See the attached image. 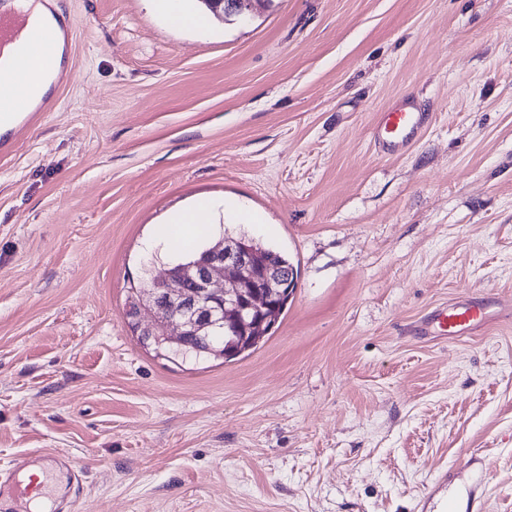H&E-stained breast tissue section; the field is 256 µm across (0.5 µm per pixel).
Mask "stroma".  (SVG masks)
<instances>
[{
	"label": "stroma",
	"instance_id": "obj_1",
	"mask_svg": "<svg viewBox=\"0 0 512 512\" xmlns=\"http://www.w3.org/2000/svg\"><path fill=\"white\" fill-rule=\"evenodd\" d=\"M46 4L76 35L0 152V469L69 457L79 512H420L448 469L512 512V0ZM403 94L430 119L385 156ZM203 198L297 288L249 355L171 362L128 299ZM464 296L473 334L425 331ZM150 5L162 13L169 24L177 28L205 30L211 23L210 18L204 14L189 9L188 0H147Z\"/></svg>",
	"mask_w": 512,
	"mask_h": 512
}]
</instances>
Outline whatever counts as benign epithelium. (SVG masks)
Here are the masks:
<instances>
[{
  "label": "benign epithelium",
  "instance_id": "benign-epithelium-1",
  "mask_svg": "<svg viewBox=\"0 0 512 512\" xmlns=\"http://www.w3.org/2000/svg\"><path fill=\"white\" fill-rule=\"evenodd\" d=\"M292 275L258 265L257 253L245 243L226 239L209 252L207 260L194 262L177 272L157 278L137 308L154 311L146 326L179 342L189 332L199 333L235 317L234 328L241 336L254 328L244 316L264 315L276 295H284Z\"/></svg>",
  "mask_w": 512,
  "mask_h": 512
}]
</instances>
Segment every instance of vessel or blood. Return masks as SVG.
<instances>
[{
	"label": "vessel or blood",
	"mask_w": 512,
	"mask_h": 512,
	"mask_svg": "<svg viewBox=\"0 0 512 512\" xmlns=\"http://www.w3.org/2000/svg\"><path fill=\"white\" fill-rule=\"evenodd\" d=\"M73 36L72 26L45 25L26 37L21 56L39 65L45 74H54L60 45L69 42ZM33 110L34 105L22 85L0 83V121L7 119L12 127L21 128L26 126L27 117ZM425 120L424 113L419 112L413 100L399 99L379 114L371 128V139L381 154H399L415 140ZM487 308L484 300L468 297L435 312L429 325L442 336H466L485 322ZM454 480V473H445L424 494L422 506L427 512H448V489ZM32 493V486L15 480L13 471H0V512H15V503L31 497Z\"/></svg>",
	"instance_id": "obj_1"
}]
</instances>
